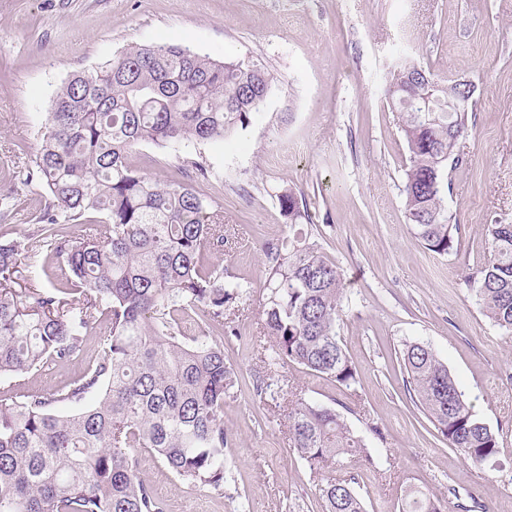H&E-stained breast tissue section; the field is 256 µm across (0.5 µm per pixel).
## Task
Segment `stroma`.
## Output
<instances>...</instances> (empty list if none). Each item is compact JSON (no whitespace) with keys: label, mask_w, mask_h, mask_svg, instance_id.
I'll return each instance as SVG.
<instances>
[{"label":"stroma","mask_w":512,"mask_h":512,"mask_svg":"<svg viewBox=\"0 0 512 512\" xmlns=\"http://www.w3.org/2000/svg\"><path fill=\"white\" fill-rule=\"evenodd\" d=\"M160 44L253 60L275 84L251 124L222 142L142 143L131 154L142 173L192 177L221 206L231 232L211 260L248 292L226 312L237 333L225 335L224 352L239 383L224 400L223 489L189 486L148 454L140 477L169 512H317V481L288 443L294 392L347 405L372 450L371 462L346 465L367 512H400L409 485L512 512V337L467 282L486 225L512 224V0H0V196L17 199L11 237L28 236L43 202L38 183L11 173L30 163L59 88L130 47ZM405 53L474 87L448 196L461 234L446 255L419 243L405 217L409 152L385 95ZM285 185L305 197L312 238L344 276L337 332L357 372L348 389L263 357L260 245L289 232L276 198ZM410 342L437 351L498 431L499 467L449 450L416 407L400 365Z\"/></svg>","instance_id":"obj_1"}]
</instances>
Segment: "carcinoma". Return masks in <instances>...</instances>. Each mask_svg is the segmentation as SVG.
<instances>
[{
	"label": "carcinoma",
	"instance_id": "carcinoma-1",
	"mask_svg": "<svg viewBox=\"0 0 512 512\" xmlns=\"http://www.w3.org/2000/svg\"><path fill=\"white\" fill-rule=\"evenodd\" d=\"M274 77L253 61H213L188 47L142 45L72 75L57 92L22 184L46 203L28 239L68 270L49 289L22 288L30 245L0 234V379L68 364L95 338L87 368L52 393L0 398V512H168L139 476L150 452L191 486L224 487V398L237 377L224 354V314L243 285L209 261L224 251V212L188 182L161 184L130 162L140 143L220 142L249 126ZM388 102L409 150L403 194L416 240L445 255L460 225L448 212L449 170L469 112L448 104V82L410 59L391 74ZM289 227L313 224L297 193L276 194ZM74 224H95L75 236ZM263 333L272 360L346 388L356 371L337 332L344 280L309 233L267 240ZM468 283L485 316L512 335V224L486 225ZM79 293V304L66 298ZM406 385L435 431L466 461L499 452L448 366L424 343L401 354ZM288 441L320 481L322 512H367L343 459L371 448L333 407L295 396ZM402 512H445L410 488Z\"/></svg>",
	"mask_w": 512,
	"mask_h": 512
}]
</instances>
